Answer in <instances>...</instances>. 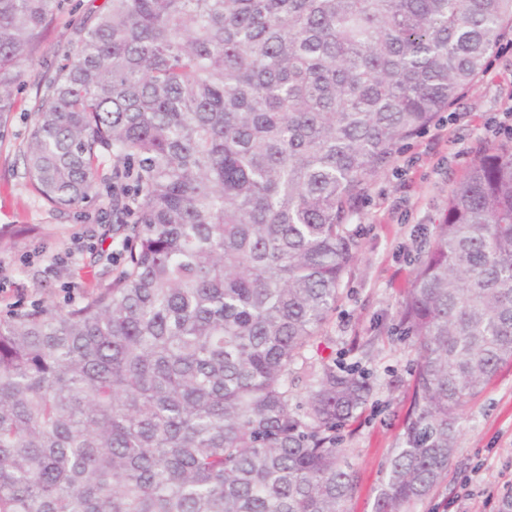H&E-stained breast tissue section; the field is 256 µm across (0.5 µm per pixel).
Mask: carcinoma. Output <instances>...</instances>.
Instances as JSON below:
<instances>
[{
  "instance_id": "cac0c4a2",
  "label": "carcinoma",
  "mask_w": 512,
  "mask_h": 512,
  "mask_svg": "<svg viewBox=\"0 0 512 512\" xmlns=\"http://www.w3.org/2000/svg\"><path fill=\"white\" fill-rule=\"evenodd\" d=\"M59 0H0V123ZM512 0H106L33 107L24 175L99 194L112 283L0 318V512H347L336 426L371 395L320 339L367 178L472 87ZM133 217V223H123ZM418 364L374 512L448 472L466 405L512 363V143L481 156L399 310Z\"/></svg>"
}]
</instances>
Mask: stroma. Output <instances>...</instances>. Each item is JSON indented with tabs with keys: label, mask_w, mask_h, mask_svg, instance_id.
I'll list each match as a JSON object with an SVG mask.
<instances>
[{
	"label": "stroma",
	"mask_w": 512,
	"mask_h": 512,
	"mask_svg": "<svg viewBox=\"0 0 512 512\" xmlns=\"http://www.w3.org/2000/svg\"><path fill=\"white\" fill-rule=\"evenodd\" d=\"M104 0H61L22 67L13 110L0 126V315L17 307L82 301L124 265V235L106 198L53 209L23 177V147L37 92L67 52L72 31ZM494 68L450 108L401 142L371 176L355 203L349 229L356 248L324 344L297 365L293 402L306 406L310 372L321 361L356 365L370 376L371 396L338 430L359 485L349 512H373L388 461L399 444L412 400V340L401 338L398 311L437 224L448 193L481 152L511 140L497 133L512 106V52H492ZM102 258L92 262V251ZM447 476L412 512H498L512 491V364L467 406Z\"/></svg>",
	"instance_id": "1"
}]
</instances>
